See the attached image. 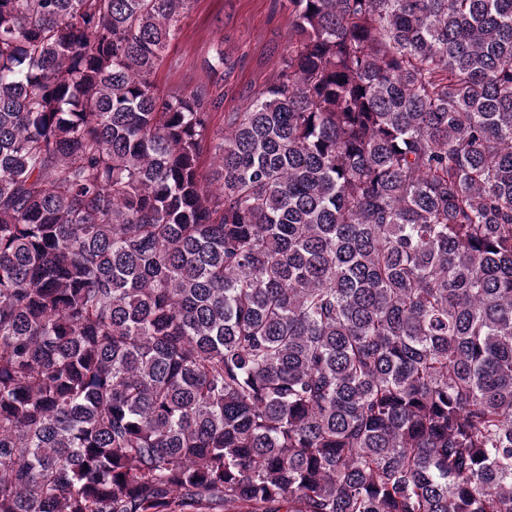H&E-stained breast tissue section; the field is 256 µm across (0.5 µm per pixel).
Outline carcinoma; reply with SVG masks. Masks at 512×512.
Here are the masks:
<instances>
[{
	"mask_svg": "<svg viewBox=\"0 0 512 512\" xmlns=\"http://www.w3.org/2000/svg\"><path fill=\"white\" fill-rule=\"evenodd\" d=\"M192 2L0 0V512H512V0ZM289 0H195L182 21L154 82L165 94L206 80L202 69L224 38V55L233 62L224 72V104L215 109L216 123L225 112H239L275 70L286 44Z\"/></svg>",
	"mask_w": 512,
	"mask_h": 512,
	"instance_id": "1",
	"label": "carcinoma"
}]
</instances>
